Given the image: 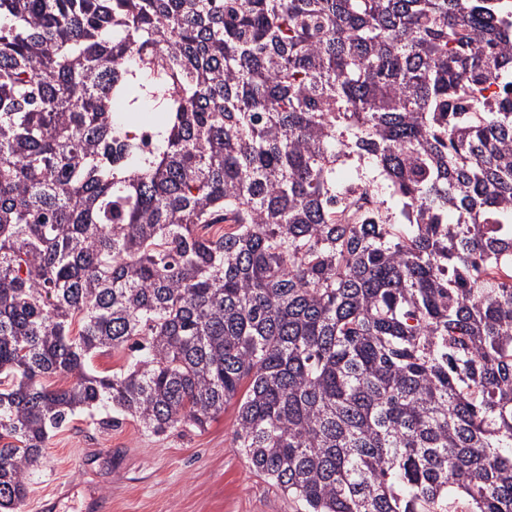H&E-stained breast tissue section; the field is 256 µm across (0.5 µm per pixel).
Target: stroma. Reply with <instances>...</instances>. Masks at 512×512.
I'll use <instances>...</instances> for the list:
<instances>
[{
  "label": "stroma",
  "mask_w": 512,
  "mask_h": 512,
  "mask_svg": "<svg viewBox=\"0 0 512 512\" xmlns=\"http://www.w3.org/2000/svg\"><path fill=\"white\" fill-rule=\"evenodd\" d=\"M236 403L205 430L177 427L161 435L123 421L102 430L78 416L49 436L24 512H37L57 484L70 486L58 512H84L88 496L110 512H294L272 481L252 469L235 443Z\"/></svg>",
  "instance_id": "1"
}]
</instances>
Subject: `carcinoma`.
Returning a JSON list of instances; mask_svg holds the SVG:
<instances>
[{
	"instance_id": "cac0c4a2",
	"label": "carcinoma",
	"mask_w": 512,
	"mask_h": 512,
	"mask_svg": "<svg viewBox=\"0 0 512 512\" xmlns=\"http://www.w3.org/2000/svg\"><path fill=\"white\" fill-rule=\"evenodd\" d=\"M234 399L296 512H512V0H0V512Z\"/></svg>"
}]
</instances>
